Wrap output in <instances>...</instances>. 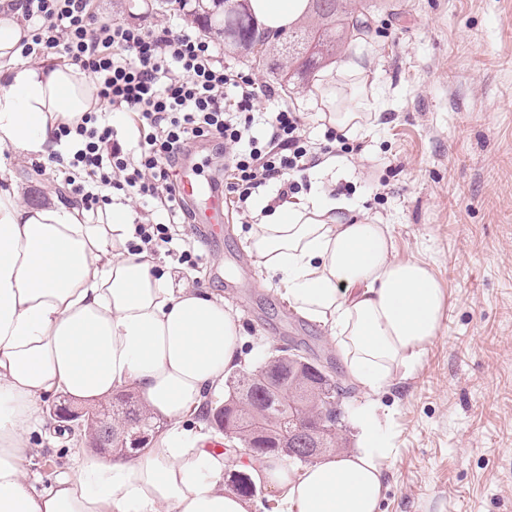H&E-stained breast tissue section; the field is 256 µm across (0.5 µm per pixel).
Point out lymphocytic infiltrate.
I'll list each match as a JSON object with an SVG mask.
<instances>
[{
  "instance_id": "1",
  "label": "lymphocytic infiltrate",
  "mask_w": 512,
  "mask_h": 512,
  "mask_svg": "<svg viewBox=\"0 0 512 512\" xmlns=\"http://www.w3.org/2000/svg\"><path fill=\"white\" fill-rule=\"evenodd\" d=\"M23 7L21 56H58L98 87L99 111L57 132L69 169L84 175L73 191L86 210L96 211L100 191L113 188L175 214L184 199L173 169L198 141L223 144L225 187L244 212L267 185H276L280 200L298 193L321 156L349 148L332 128L313 147L301 113L287 106L267 113L255 131V105L274 99V89L225 62L218 45L193 30L114 22L99 15L95 0H23ZM134 232L132 252L162 251L197 265L191 245L174 246L169 223L139 224Z\"/></svg>"
}]
</instances>
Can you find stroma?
Masks as SVG:
<instances>
[{"mask_svg": "<svg viewBox=\"0 0 512 512\" xmlns=\"http://www.w3.org/2000/svg\"><path fill=\"white\" fill-rule=\"evenodd\" d=\"M371 31L348 56L364 58L378 127L353 139L311 183L346 196L359 218L391 225L396 258L422 259L449 297L440 335L406 378L372 395L353 385L320 325L298 315L244 248L246 218L226 206L224 236L198 244L197 267L159 255L175 281L223 296L257 364L299 346L352 391L342 434L356 447L352 412L370 404L392 441L381 512H512V0H366ZM102 17L186 27L154 0H97ZM22 198H71L58 164L4 151ZM79 441L34 449L29 476L65 471Z\"/></svg>", "mask_w": 512, "mask_h": 512, "instance_id": "35a3bbf8", "label": "stroma"}]
</instances>
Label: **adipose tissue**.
<instances>
[{
    "mask_svg": "<svg viewBox=\"0 0 512 512\" xmlns=\"http://www.w3.org/2000/svg\"><path fill=\"white\" fill-rule=\"evenodd\" d=\"M308 0H250L257 19L285 29ZM21 0H0V150L30 158L61 151V122L98 109L97 86L78 67L17 57ZM358 63L317 75L320 121L354 135L372 129L368 102L336 108L338 88L360 92ZM0 161V512H249L224 485L246 470L274 493L278 512H379L389 438L374 411L361 413L359 445L298 468L244 448H212L203 423L186 426L241 367V327L223 298L174 282L149 253H132L136 217L111 204L92 221L59 196L26 203ZM342 196L318 189L305 201L260 213L246 249L277 276L279 295L322 325L347 373L372 394L413 368L439 336L447 296L420 260L394 255L389 225L352 217ZM124 389L170 427L137 457L75 453L67 472L31 487L24 468L44 398L63 393L109 402Z\"/></svg>",
    "mask_w": 512,
    "mask_h": 512,
    "instance_id": "ef3b65f1",
    "label": "adipose tissue"
}]
</instances>
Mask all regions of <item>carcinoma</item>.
Returning <instances> with one entry per match:
<instances>
[{
    "label": "carcinoma",
    "mask_w": 512,
    "mask_h": 512,
    "mask_svg": "<svg viewBox=\"0 0 512 512\" xmlns=\"http://www.w3.org/2000/svg\"><path fill=\"white\" fill-rule=\"evenodd\" d=\"M159 8L178 10L197 23L204 33L224 39V49L245 55L266 69L283 86L295 75H303L336 57L348 38L367 31L368 19L361 0H309L308 14L288 29L274 31L260 26L249 7L236 0H155ZM288 370V358L274 354L264 364L230 376V397L207 410L212 421L222 412L219 430L233 434L246 448L259 455L281 456L280 437L288 427L308 430L319 423L333 428L324 451L336 450L342 442L340 417L320 397V391L336 389L340 397L349 391L336 387L329 377L305 366L283 382L280 370ZM133 411L117 410L120 424L112 425V448L130 453L127 421Z\"/></svg>",
    "instance_id": "carcinoma-1"
}]
</instances>
